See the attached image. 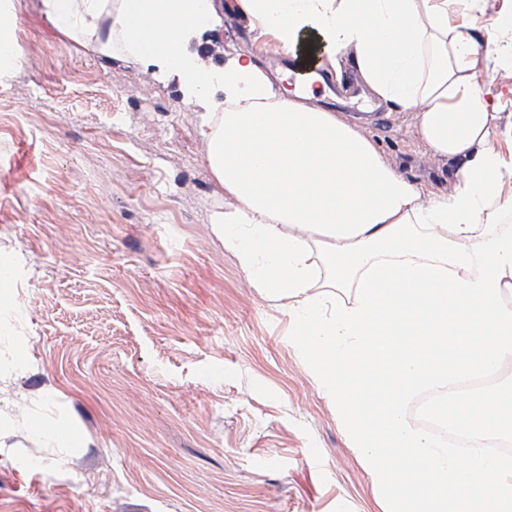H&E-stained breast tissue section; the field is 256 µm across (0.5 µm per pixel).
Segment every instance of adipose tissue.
Instances as JSON below:
<instances>
[{
    "label": "adipose tissue",
    "instance_id": "adipose-tissue-1",
    "mask_svg": "<svg viewBox=\"0 0 512 512\" xmlns=\"http://www.w3.org/2000/svg\"><path fill=\"white\" fill-rule=\"evenodd\" d=\"M58 33L104 55L177 74L203 113L198 133L224 188L214 235L248 284L293 305L319 288L357 287L372 263L410 259L477 278L472 246L512 213V158L491 142L504 94L478 83L486 31L448 22V0H237L251 25L294 51L301 33L347 57L381 102L416 114L432 156L452 165L448 192L423 191L395 170L362 129L275 88L253 53L224 65V99L213 73L189 51L219 24L218 0H37ZM25 62L15 0H0V86Z\"/></svg>",
    "mask_w": 512,
    "mask_h": 512
}]
</instances>
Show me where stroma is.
<instances>
[{"instance_id": "35a3bbf8", "label": "stroma", "mask_w": 512, "mask_h": 512, "mask_svg": "<svg viewBox=\"0 0 512 512\" xmlns=\"http://www.w3.org/2000/svg\"><path fill=\"white\" fill-rule=\"evenodd\" d=\"M20 2L26 61L0 89V512H388L287 317L211 230L224 189L178 77ZM232 2L199 39L215 70L281 50ZM354 91L342 119L447 191L414 113L379 129Z\"/></svg>"}]
</instances>
